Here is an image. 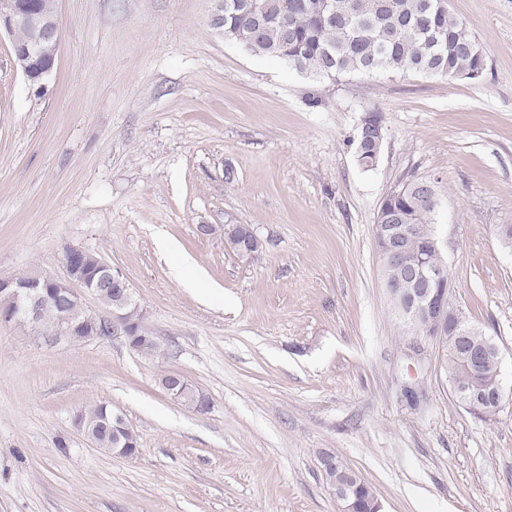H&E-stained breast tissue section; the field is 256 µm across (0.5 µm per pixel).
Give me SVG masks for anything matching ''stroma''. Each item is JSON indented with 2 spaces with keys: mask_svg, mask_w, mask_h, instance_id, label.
<instances>
[{
  "mask_svg": "<svg viewBox=\"0 0 512 512\" xmlns=\"http://www.w3.org/2000/svg\"><path fill=\"white\" fill-rule=\"evenodd\" d=\"M57 6L44 89L0 37V276L96 251L164 352L0 324V512H337L324 452L383 512H512V0H448L487 56L476 82L316 81L214 32L215 0ZM372 112L385 141L366 171L352 140ZM418 178L437 187L453 300L501 350L508 395L489 420L383 288L378 207ZM228 224L253 225L260 252H233ZM165 373L209 409L165 394ZM101 401L135 456L74 427Z\"/></svg>",
  "mask_w": 512,
  "mask_h": 512,
  "instance_id": "stroma-1",
  "label": "stroma"
}]
</instances>
